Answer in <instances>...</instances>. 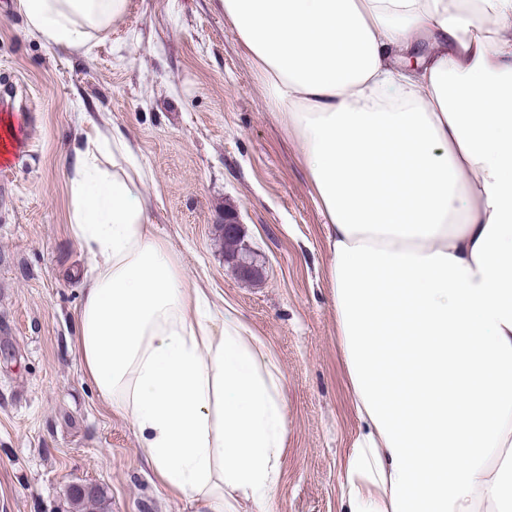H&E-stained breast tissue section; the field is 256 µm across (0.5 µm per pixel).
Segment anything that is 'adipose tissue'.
Listing matches in <instances>:
<instances>
[{"label": "adipose tissue", "instance_id": "1", "mask_svg": "<svg viewBox=\"0 0 512 512\" xmlns=\"http://www.w3.org/2000/svg\"><path fill=\"white\" fill-rule=\"evenodd\" d=\"M326 214L361 430L342 512H512V0H222ZM87 46L129 0H20ZM69 179L90 255L75 349L196 512L276 489L285 407L150 219L128 142L94 127Z\"/></svg>", "mask_w": 512, "mask_h": 512}]
</instances>
